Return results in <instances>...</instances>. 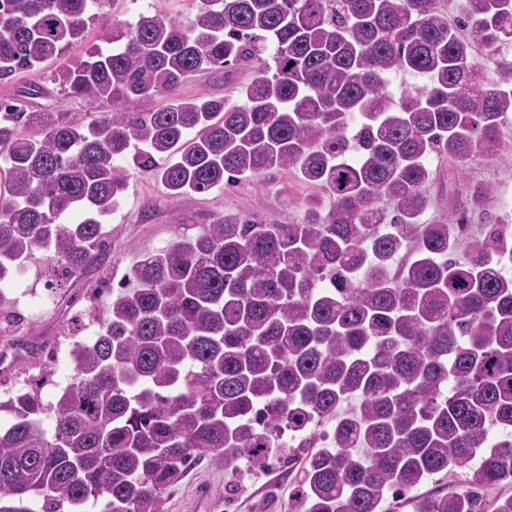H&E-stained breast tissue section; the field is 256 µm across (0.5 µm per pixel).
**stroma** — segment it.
Here are the masks:
<instances>
[{"mask_svg":"<svg viewBox=\"0 0 512 512\" xmlns=\"http://www.w3.org/2000/svg\"><path fill=\"white\" fill-rule=\"evenodd\" d=\"M199 0H114L109 16L122 20L152 7L167 16L187 20L195 16ZM55 63L21 71L0 79V98H12L32 85L40 86V96L30 98L32 112H67L73 117L91 120L92 104L64 97L52 83ZM251 70L235 71L230 77L208 72L186 81L181 95L199 97H234L238 84L250 81ZM435 181L428 193L431 203L425 213L433 220L447 214L463 185L484 183L494 190L482 211L471 216L472 226H479L512 214V113L502 125V154L496 158L476 157L458 166L433 160ZM321 188L298 179L293 173L272 171L262 178L237 184L222 194L169 197L149 171L133 174L123 202L112 212L104 226V259L77 270L61 286L38 290L25 301L15 303L16 319L8 330L16 346L33 344L36 355L21 354L9 368H0V389L26 387L38 380V390L45 401H52L58 390L56 381L72 378L73 363L69 351L73 338L70 326L83 311L102 310L109 298L100 285L107 280L120 281L142 255L167 246L180 232L195 233L213 223L218 214L238 212L269 224H288L303 213L304 204L325 199ZM294 473L278 460H271L262 470H227L201 458L196 467L171 486L165 495V512H301L291 495ZM234 494L225 495V486Z\"/></svg>","mask_w":512,"mask_h":512,"instance_id":"35a3bbf8","label":"stroma"}]
</instances>
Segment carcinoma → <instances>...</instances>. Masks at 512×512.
I'll return each mask as SVG.
<instances>
[{
  "label": "carcinoma",
  "mask_w": 512,
  "mask_h": 512,
  "mask_svg": "<svg viewBox=\"0 0 512 512\" xmlns=\"http://www.w3.org/2000/svg\"><path fill=\"white\" fill-rule=\"evenodd\" d=\"M109 2L0 0V79L83 44L52 82L98 108L0 99V316L38 256L102 255L137 170L172 196L295 171L331 202L291 224L223 213L136 261L95 342H73L69 388L0 401V512H164L198 456L259 469L284 448L303 512H386L439 473L448 491L414 512H512V230L483 224L456 256L483 183L420 219L432 156L500 154L512 0L452 21L443 0H199L188 23L110 21ZM243 68L240 103L179 95Z\"/></svg>",
  "instance_id": "cac0c4a2"
}]
</instances>
